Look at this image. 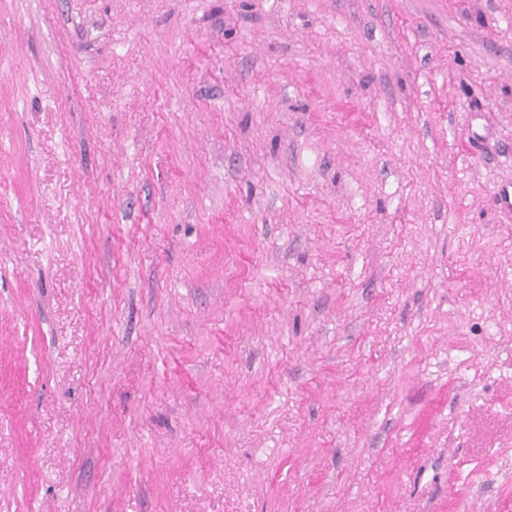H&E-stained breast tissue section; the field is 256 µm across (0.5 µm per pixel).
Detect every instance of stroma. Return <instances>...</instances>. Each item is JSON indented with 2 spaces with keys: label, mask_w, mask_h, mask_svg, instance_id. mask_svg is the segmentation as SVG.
Instances as JSON below:
<instances>
[{
  "label": "stroma",
  "mask_w": 512,
  "mask_h": 512,
  "mask_svg": "<svg viewBox=\"0 0 512 512\" xmlns=\"http://www.w3.org/2000/svg\"><path fill=\"white\" fill-rule=\"evenodd\" d=\"M512 0H0V512H512Z\"/></svg>",
  "instance_id": "stroma-1"
}]
</instances>
